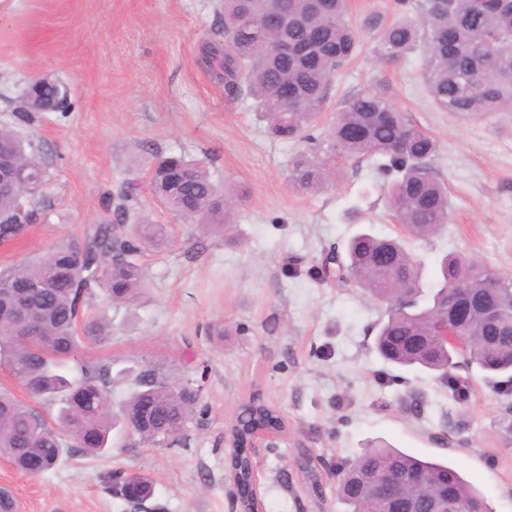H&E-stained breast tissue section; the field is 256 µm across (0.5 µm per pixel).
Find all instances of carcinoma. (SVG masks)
<instances>
[{
	"mask_svg": "<svg viewBox=\"0 0 512 512\" xmlns=\"http://www.w3.org/2000/svg\"><path fill=\"white\" fill-rule=\"evenodd\" d=\"M398 5L420 21L373 22L381 62L396 63L419 49L428 59L425 86L434 109L465 117L512 113V0H398ZM216 10L222 15L224 41L205 42L200 64L224 84L231 100L243 95L253 99L272 137L304 143L288 165L295 189L315 192L326 183L328 153L336 152L346 162L367 160L390 178L387 206L408 234L431 237L446 229L448 188L433 167L439 143L395 106L386 84L358 88L342 100L326 127L312 132L330 77L351 60L362 35L350 17L349 0H220ZM270 43L281 50L268 51ZM35 83V91L21 95L13 108L14 124L0 126V155L10 159L29 186L27 191L0 189V243L17 239L35 220L47 184L38 144L23 138L18 128L33 124L43 112L71 108L61 82L43 78ZM284 90L296 98L297 108L282 105ZM244 199L243 192L215 183L203 163L170 153L156 159L147 187L126 180L109 195L111 222L36 260L0 268V364L32 397L56 407L52 426L11 392L0 391V456L21 471L27 459L39 458L47 472L74 450L106 452L112 430L120 424L151 443L181 433L200 398L192 379L143 363L128 373L131 391L115 412L111 367L75 358L82 341L107 336L104 314L94 310L89 298L96 289L112 304L135 297L141 287L133 261L138 241L161 238L166 229L145 216L135 230L126 233L123 227L134 212L146 211L150 201L193 224L226 231ZM388 252L392 265L378 261ZM334 261L337 280L350 279L388 304L375 336L383 360L431 372L459 396L463 386L449 376L458 357L487 379L505 375L512 380V314L493 323L485 314L489 305L506 309L512 304L508 278L467 257L447 255L440 262L431 303L422 306L417 296L407 297L397 288L401 277L418 272L399 240L359 231L349 238L345 255ZM20 282L40 288L15 287ZM455 288L469 300L459 346L436 337L438 323L453 314L448 296ZM236 425L239 444L228 456V467L239 489L240 508L254 512L260 504L253 490L250 438L257 429H277L279 417L260 403L248 404L241 407ZM389 471L417 478L425 487L446 478L469 512H487L484 498L454 467L386 445L367 448L337 468L336 492L347 512H375L362 480ZM132 481L142 498L153 496L148 478L122 471L106 476V490L124 500L125 486Z\"/></svg>",
	"mask_w": 512,
	"mask_h": 512,
	"instance_id": "1",
	"label": "carcinoma"
}]
</instances>
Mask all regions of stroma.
<instances>
[{
	"instance_id": "stroma-1",
	"label": "stroma",
	"mask_w": 512,
	"mask_h": 512,
	"mask_svg": "<svg viewBox=\"0 0 512 512\" xmlns=\"http://www.w3.org/2000/svg\"><path fill=\"white\" fill-rule=\"evenodd\" d=\"M217 0H9L0 12V124L37 78L61 81L69 112H47L24 136L48 164L43 210L23 237L0 246V267L42 256L108 221L107 198L124 179L145 182L155 155L203 162L217 184L246 193L232 239L188 224L159 203L167 234L142 242V288L104 305L109 334L79 358L120 369L142 362L201 388L181 434L148 443L123 428L101 456L73 454L30 476L0 457V489L14 512H134L105 488V473L150 477L146 512H239L226 458L240 406L260 396L284 428L255 451L263 512H345L336 467L383 441L448 462L482 493L488 512H512V395L477 367L455 399L431 373L398 369L373 348L384 303L324 278L327 256L365 229L397 233L374 164L342 166L318 192L294 189L288 161L300 143L270 138L248 103L228 102L199 64L218 38ZM374 34L330 81L328 106L367 84L437 139L433 166L452 205L447 230L406 237L423 293L439 262L458 253L512 276V114L436 111L421 51L382 65Z\"/></svg>"
}]
</instances>
